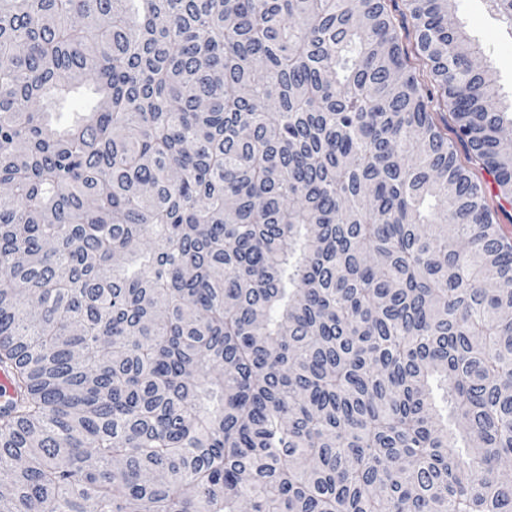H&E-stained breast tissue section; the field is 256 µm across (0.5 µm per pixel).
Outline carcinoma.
I'll list each match as a JSON object with an SVG mask.
<instances>
[{
    "label": "carcinoma",
    "mask_w": 512,
    "mask_h": 512,
    "mask_svg": "<svg viewBox=\"0 0 512 512\" xmlns=\"http://www.w3.org/2000/svg\"><path fill=\"white\" fill-rule=\"evenodd\" d=\"M388 2L0 0V512H512V112ZM458 149L461 164L469 170L474 179L481 182H488V188L486 189L487 201L492 212H495V219L498 223L499 232L505 239L512 242V205H507L502 201L505 210L501 211L498 208L499 200L498 197H496L498 194V188L491 182L492 177L481 168V165L478 162L474 159L468 158L460 145H458Z\"/></svg>",
    "instance_id": "carcinoma-1"
}]
</instances>
